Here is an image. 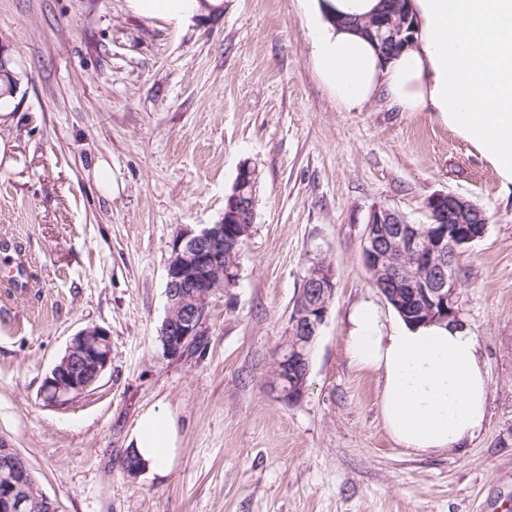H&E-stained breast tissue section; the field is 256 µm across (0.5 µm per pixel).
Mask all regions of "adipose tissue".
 Wrapping results in <instances>:
<instances>
[{"label":"adipose tissue","instance_id":"1","mask_svg":"<svg viewBox=\"0 0 512 512\" xmlns=\"http://www.w3.org/2000/svg\"><path fill=\"white\" fill-rule=\"evenodd\" d=\"M145 17L175 22L217 11L222 0H130ZM311 59L337 104L360 111L378 94L404 112H431L512 187V0H409L411 47L386 58L352 27L380 0H303ZM346 353L377 374L382 423L415 454L460 449L484 429L489 377L471 328L411 325L373 302L349 316ZM132 448L149 467L168 470L177 428L165 407L138 418Z\"/></svg>","mask_w":512,"mask_h":512}]
</instances>
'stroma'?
Here are the masks:
<instances>
[{
  "label": "stroma",
  "mask_w": 512,
  "mask_h": 512,
  "mask_svg": "<svg viewBox=\"0 0 512 512\" xmlns=\"http://www.w3.org/2000/svg\"><path fill=\"white\" fill-rule=\"evenodd\" d=\"M0 58L16 79L0 120L14 144L0 165V436L60 512H512V193L468 143L383 96L340 108L301 0H224L185 26L129 0H0ZM245 162L259 188L238 282L213 295L203 351L165 358L172 243L221 219ZM436 193L488 217L458 282L489 414L467 448L416 455L387 434L378 378L350 363L345 336L355 303L393 312L362 262L371 206L424 224ZM317 262L335 296L308 392L288 405L265 381ZM92 326L111 364L46 405L44 378ZM157 406L177 424L174 463L128 478L131 431Z\"/></svg>",
  "instance_id": "1"
}]
</instances>
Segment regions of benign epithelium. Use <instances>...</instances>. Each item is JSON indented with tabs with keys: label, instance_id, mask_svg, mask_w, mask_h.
<instances>
[{
	"label": "benign epithelium",
	"instance_id": "1",
	"mask_svg": "<svg viewBox=\"0 0 512 512\" xmlns=\"http://www.w3.org/2000/svg\"><path fill=\"white\" fill-rule=\"evenodd\" d=\"M406 0L361 23L376 33L380 46L402 51L414 31ZM257 170L240 165L229 207L216 224L185 228L175 238L167 266V313L159 330L165 357L175 359L201 336V326L216 289L232 288L239 278L241 246L255 220ZM429 221L446 224L442 232L413 224L399 210L376 203L370 208L362 256L370 274L390 281L382 292L396 310L410 296L419 316L429 320L464 321L458 281L447 253L460 252L486 232L485 213L470 200L452 193L429 196L424 205ZM304 289L289 317L288 336L278 348L266 387L276 399L295 404L307 392L311 348L320 335L336 290L335 273L316 263L304 277ZM112 361L108 332L98 326L78 331L64 355L41 385L43 400L62 404L85 393ZM0 512H60L57 502L39 488L37 477L19 449L0 437Z\"/></svg>",
	"mask_w": 512,
	"mask_h": 512
}]
</instances>
